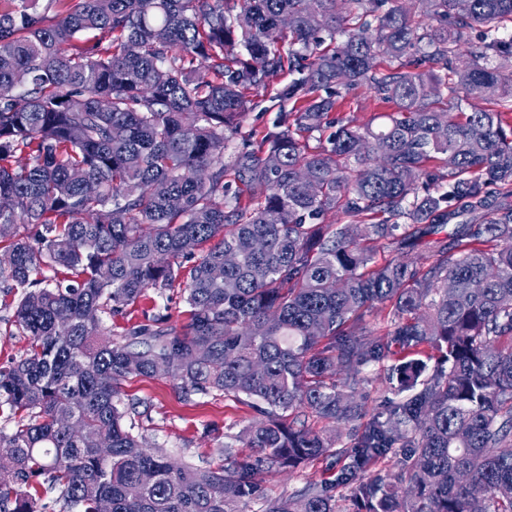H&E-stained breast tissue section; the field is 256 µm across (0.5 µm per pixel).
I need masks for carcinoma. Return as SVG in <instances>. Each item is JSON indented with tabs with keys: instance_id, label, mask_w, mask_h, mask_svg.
Returning <instances> with one entry per match:
<instances>
[{
	"instance_id": "1",
	"label": "carcinoma",
	"mask_w": 512,
	"mask_h": 512,
	"mask_svg": "<svg viewBox=\"0 0 512 512\" xmlns=\"http://www.w3.org/2000/svg\"><path fill=\"white\" fill-rule=\"evenodd\" d=\"M417 2L437 25L399 0H0V288L23 289L29 340L0 368V512H42L38 488L78 512H471L474 487L512 512V72L491 64L512 60V0ZM285 70L296 107L240 134ZM361 86L394 105L376 126L334 116ZM474 92L494 107L462 111ZM190 260L181 327L114 340L87 319ZM164 361L183 399L262 416L251 455L145 445L119 388ZM317 460L333 478L261 495L264 471Z\"/></svg>"
}]
</instances>
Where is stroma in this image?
<instances>
[{
	"label": "stroma",
	"instance_id": "obj_1",
	"mask_svg": "<svg viewBox=\"0 0 512 512\" xmlns=\"http://www.w3.org/2000/svg\"><path fill=\"white\" fill-rule=\"evenodd\" d=\"M289 80V75L284 73L252 89L253 108L242 119V131L264 130L279 110L292 109V102L277 97ZM389 110V105L379 102L373 92L361 87L346 95L337 115L354 125L376 124ZM184 287V282L179 280L165 290L148 289L136 304L120 314L103 315L102 322L116 337L158 314L169 316L173 325H182L188 317ZM20 295L17 289L10 292L0 289V366L20 359L28 348L27 337L21 336L13 323ZM121 397L138 401L141 415L135 420L136 430L145 436L149 447L161 448L176 461L200 467L220 464V448L233 443L243 427L258 418L247 405L216 393L183 400L172 381L165 377L130 379L123 383ZM327 476L325 462L315 461L292 472L272 470L263 473L261 479L265 493L278 497Z\"/></svg>",
	"mask_w": 512,
	"mask_h": 512
}]
</instances>
